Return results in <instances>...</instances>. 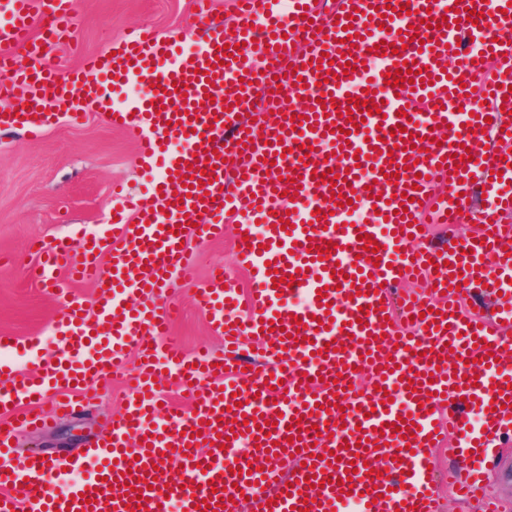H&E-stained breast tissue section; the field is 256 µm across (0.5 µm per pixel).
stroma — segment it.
<instances>
[{
	"label": "stroma",
	"mask_w": 512,
	"mask_h": 512,
	"mask_svg": "<svg viewBox=\"0 0 512 512\" xmlns=\"http://www.w3.org/2000/svg\"><path fill=\"white\" fill-rule=\"evenodd\" d=\"M81 24L53 46L52 61L62 73L77 69L82 56L110 48L133 27L144 25L159 36L179 39L191 50L195 21L193 0H78ZM157 175L142 162L134 143L114 130L107 115L87 113L76 124L62 122L33 140L21 133L0 135V333L15 336L24 356L12 369L39 368L57 349L52 319L55 303L33 282L27 268L38 255L31 244H51L80 230L97 233L108 224L117 201L114 185L125 194H145ZM235 273L233 231L198 251L197 282H176L167 292L178 316L172 333L188 353L223 352L224 340L211 330L193 295L215 266ZM87 408L83 441L105 434L112 415L124 408V380L99 382Z\"/></svg>",
	"instance_id": "stroma-1"
}]
</instances>
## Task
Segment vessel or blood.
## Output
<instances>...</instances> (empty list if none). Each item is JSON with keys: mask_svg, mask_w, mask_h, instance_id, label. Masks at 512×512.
Segmentation results:
<instances>
[{"mask_svg": "<svg viewBox=\"0 0 512 512\" xmlns=\"http://www.w3.org/2000/svg\"><path fill=\"white\" fill-rule=\"evenodd\" d=\"M232 8L227 30L200 0L191 53L141 30L64 76L47 48L74 25L76 0H0V127L36 139L61 118L78 122V94L162 170L157 190L124 198L101 234L57 238L27 270L56 302L60 354L0 392L1 458H12L17 425L43 422L45 404L75 410L124 372L129 351L140 365L107 436L66 465L33 454L0 469V512H169L173 502L237 512L245 501L253 512H441L432 464L449 436V486L507 512L481 474L512 424V0ZM18 47L30 58L20 69ZM407 61L413 83L387 85ZM137 77L133 104L104 90ZM272 78L273 118L257 130L249 116ZM475 87L485 105L470 114ZM413 101L422 111H407ZM476 181L478 210L465 199ZM231 212L250 308L236 279L213 273L197 303L224 353L190 355L171 335L178 310L165 290L193 279L197 246L221 236ZM469 221L471 236L422 247L424 226ZM365 234L378 261L360 256ZM83 281L96 291L93 320L74 291ZM475 282L493 313L463 304ZM248 342L256 358L240 357ZM160 357L190 392L189 411L161 403ZM363 372L373 385L360 387ZM464 397L480 427L458 411Z\"/></svg>", "mask_w": 512, "mask_h": 512, "instance_id": "obj_1", "label": "vessel or blood"}]
</instances>
